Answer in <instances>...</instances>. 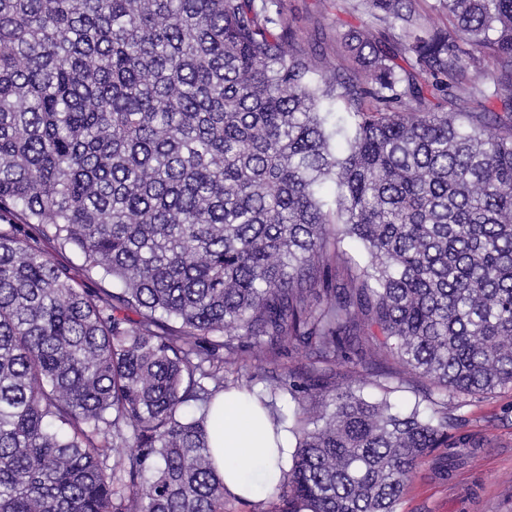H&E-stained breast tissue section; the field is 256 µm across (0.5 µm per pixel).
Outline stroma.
<instances>
[{"instance_id": "1", "label": "stroma", "mask_w": 512, "mask_h": 512, "mask_svg": "<svg viewBox=\"0 0 512 512\" xmlns=\"http://www.w3.org/2000/svg\"><path fill=\"white\" fill-rule=\"evenodd\" d=\"M281 5L286 21L328 56L340 53L337 31L367 20L359 0H281ZM453 414L480 448L459 462L448 481L436 478L431 461H424L397 512H512V390L461 399Z\"/></svg>"}]
</instances>
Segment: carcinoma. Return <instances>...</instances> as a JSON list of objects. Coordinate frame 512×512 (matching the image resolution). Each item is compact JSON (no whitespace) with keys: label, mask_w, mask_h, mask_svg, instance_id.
I'll use <instances>...</instances> for the list:
<instances>
[{"label":"carcinoma","mask_w":512,"mask_h":512,"mask_svg":"<svg viewBox=\"0 0 512 512\" xmlns=\"http://www.w3.org/2000/svg\"><path fill=\"white\" fill-rule=\"evenodd\" d=\"M361 6L319 67L280 0H0V512H224L230 389L295 438L265 512H396L475 447L448 398L512 389V0ZM484 61L502 111L408 107Z\"/></svg>","instance_id":"carcinoma-1"}]
</instances>
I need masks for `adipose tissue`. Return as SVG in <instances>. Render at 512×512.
Instances as JSON below:
<instances>
[{
	"mask_svg": "<svg viewBox=\"0 0 512 512\" xmlns=\"http://www.w3.org/2000/svg\"><path fill=\"white\" fill-rule=\"evenodd\" d=\"M212 424L211 455L227 494L256 500L274 493L291 453L287 433H275L266 411L235 390L219 396Z\"/></svg>",
	"mask_w": 512,
	"mask_h": 512,
	"instance_id": "obj_1",
	"label": "adipose tissue"
}]
</instances>
